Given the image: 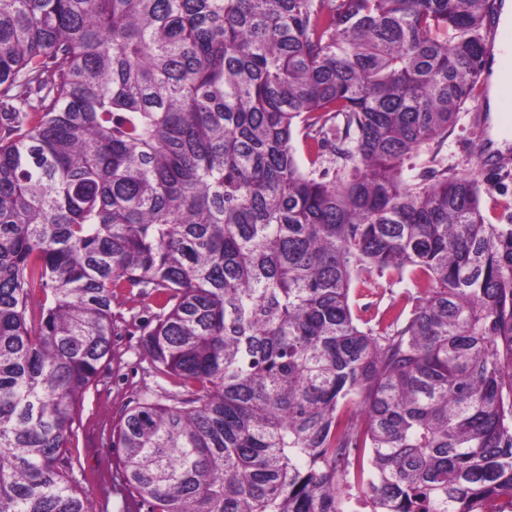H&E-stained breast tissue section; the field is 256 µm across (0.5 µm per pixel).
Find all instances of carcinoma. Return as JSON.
<instances>
[{
    "label": "carcinoma",
    "instance_id": "cac0c4a2",
    "mask_svg": "<svg viewBox=\"0 0 512 512\" xmlns=\"http://www.w3.org/2000/svg\"><path fill=\"white\" fill-rule=\"evenodd\" d=\"M502 4L0 0V512H92L121 292L172 387L112 434L148 512L512 505V224L439 159ZM374 274L413 290L367 318Z\"/></svg>",
    "mask_w": 512,
    "mask_h": 512
}]
</instances>
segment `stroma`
I'll use <instances>...</instances> for the list:
<instances>
[{
	"instance_id": "35a3bbf8",
	"label": "stroma",
	"mask_w": 512,
	"mask_h": 512,
	"mask_svg": "<svg viewBox=\"0 0 512 512\" xmlns=\"http://www.w3.org/2000/svg\"><path fill=\"white\" fill-rule=\"evenodd\" d=\"M482 89H475L461 108L457 123L441 151L443 166L452 175H471L482 186V207L490 222H512V174L491 175L483 171L472 146L474 124L484 105ZM120 315L119 334L113 339L112 359L104 363L96 382L79 402L72 443L74 472L83 488L89 490L93 512H131L127 487L120 474V461L112 446V431L123 411L139 394L164 397L150 368L148 357L139 346L140 327L153 318L150 299L123 294L112 302Z\"/></svg>"
}]
</instances>
